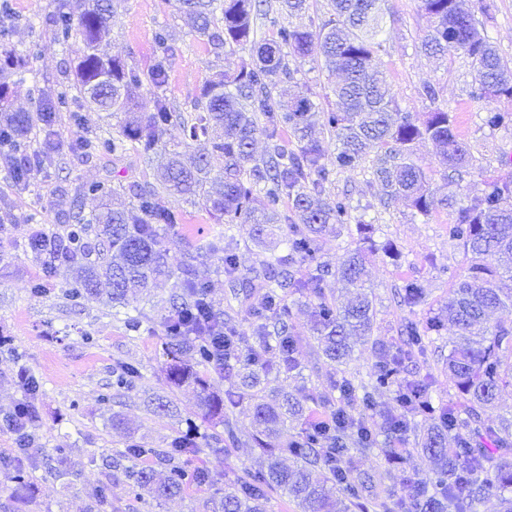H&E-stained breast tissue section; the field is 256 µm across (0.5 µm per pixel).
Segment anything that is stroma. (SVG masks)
<instances>
[{"label":"stroma","mask_w":512,"mask_h":512,"mask_svg":"<svg viewBox=\"0 0 512 512\" xmlns=\"http://www.w3.org/2000/svg\"><path fill=\"white\" fill-rule=\"evenodd\" d=\"M13 15L25 18L8 39L32 56L33 70L15 80V103L29 107L35 89L52 88L64 79V71L79 55L80 42L54 43L44 24L55 0H8ZM490 14H481L482 0H470L478 12L480 30L499 54L512 64V0H494ZM381 46L376 65L383 73L401 111L423 114L441 108L456 118L459 138L476 159V169L463 171L456 190L459 204L487 190L493 180L512 181V126L492 129L483 118L490 109L512 111V101L491 102L474 96L475 70L461 53L445 58L425 54L422 43L431 22L420 7V0H384ZM331 17L327 0H310L301 15H279L276 22H256L258 37L268 38L274 25L321 28ZM167 30L177 48L164 87L165 95L181 109H189L204 83L213 73L235 67L238 57L224 58L210 52L205 37L190 32L177 10L176 0H124L110 24L107 50L138 69L154 62V35ZM433 85L437 100L423 94L424 85ZM83 127H76L70 112L58 113L55 131L58 149L51 166L39 172L25 187L17 186L9 166L0 159V456L18 454L16 435L4 420L24 398L21 373L34 375L41 388L33 400L40 429L38 448L26 463L33 486V497L23 512H83L87 494L99 484H107L114 512H195L199 502L211 493L210 487L194 486L183 495L169 499L130 494L122 474L130 464L163 470L169 464L171 443L181 432V421L198 416V394L194 387H170L165 378L166 359L162 354L164 331L160 318L175 294L171 283L162 282L140 296L139 308L147 318L139 332L127 331L122 315L89 303L72 305L64 291L70 283L67 263H57L45 273L41 258L27 246L36 231L63 234L64 215L74 207L84 214L94 212L98 203L78 198L83 183L111 178L112 181L150 182L155 178V162L128 151L113 155L111 161L81 158L70 143L81 128L118 134L116 118L104 112H87ZM371 160L354 169L331 174L330 192L347 197L350 205L347 230L320 238L319 261L338 263L347 251L360 247L358 224L372 225L376 251L367 256V279L374 293L376 320L374 335L393 336L403 317L391 300L395 286L403 280H418L428 291V300L440 303L448 298L453 276L460 274L467 259L460 248L448 242L452 210L439 208L421 215L404 201L381 207V185L371 175ZM166 208L182 217L181 224L166 231L168 262L173 269L193 263L197 278L208 281L210 296L221 310L236 309L240 301L224 275V255L216 252L196 257L201 238L216 227L218 220L200 205L179 195L163 200ZM392 253H385L384 244ZM44 283L43 292H34V283ZM291 319L299 336L297 358L301 374L281 375L280 385L289 391L306 387L319 392L336 369L366 377L376 362L371 343L355 339L351 358L343 366L319 358L310 331L311 308L298 297H287ZM139 366L143 377L131 389L103 403L110 393L112 371L117 364ZM168 402L170 411L160 416L157 401ZM120 418L123 429L112 426ZM238 444L223 440L222 428L201 424L208 443L189 457L191 465L205 468L221 483L260 469L263 458L252 445L256 429L251 416L237 412ZM151 448L152 456L130 461L123 451L129 441ZM70 451L73 469L70 489H63L45 468L46 455L54 449Z\"/></svg>","instance_id":"stroma-1"}]
</instances>
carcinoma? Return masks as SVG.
<instances>
[{"mask_svg":"<svg viewBox=\"0 0 512 512\" xmlns=\"http://www.w3.org/2000/svg\"><path fill=\"white\" fill-rule=\"evenodd\" d=\"M121 0H88L74 15L69 0H56L46 18L52 38L59 44L75 39L83 46L78 63L55 96L41 99L33 110H13L8 103L11 74L32 71L30 54L7 43L0 44V146L13 163V175L26 184L51 160L54 147L28 152V136L41 125L50 128L56 113L68 108L74 97L84 99L89 112L121 113L120 135L85 132L72 144L81 156H110L135 150L146 157L157 154L168 127L181 129L185 151L163 153L154 183L113 186L108 180L82 185L80 195L105 201L104 210L92 218L81 212L68 216L67 248L74 266L67 291L77 303L104 301L126 309L124 324L132 331L142 326V312L131 305L129 288L148 289L163 277L174 280L179 303L161 318L165 335L168 383L193 385L199 394L202 418L224 428L226 439L237 440L233 410L246 405L258 428L255 447L267 459L266 470L246 474L224 483L203 500V512H267L268 493L288 496L300 512H476L487 497L499 499L500 512H512V419L504 418L496 428L482 424L484 408L493 405L498 393L512 388V183H493L490 190L458 207L448 225V241L469 257L466 272L448 289V300L438 311L421 318L415 308L427 304L428 293L416 279L405 280L395 289L399 306L408 309L400 336L393 344L373 335L376 312L371 294L365 291L366 251L350 250L336 265L317 262V237L334 224L348 220L349 204L331 198L326 184L330 170L325 163L327 148L315 136L326 129L334 141V165L354 168L370 153L377 154L373 175L383 186L379 198L387 208L404 199L421 215L438 207H452L456 193L438 195L415 159V147L430 142L447 173L475 167L467 145L455 132L453 116L441 108L415 117L395 105L391 89L374 65L380 47L383 17L379 0H329L332 18L318 30L282 26L277 38H256L255 21L270 15L268 0H181L197 34L217 55L248 52L233 69L219 71L206 81L191 106L190 115L177 111L160 90L165 85L174 58L171 35L156 33V57L151 68L141 71L123 60L100 52L112 14ZM433 21L423 48L431 54L462 52L477 72L480 98L512 100V67L480 33L466 0H420ZM321 57L322 68L341 76L332 92L334 107L324 110L310 94L302 92L282 99L279 87L296 79L302 61L312 53ZM153 94V111H138L140 91ZM484 123L492 129L512 123V113L492 109ZM266 140L265 153L257 158L254 145ZM169 193L188 196L226 224H252L259 240L274 235L284 224L280 243L285 252L238 275L239 258L224 246L226 231L219 227L207 236L198 253L224 251V274L251 296L255 318L251 333L239 330L235 318L215 308L209 286L189 268L176 273L168 264L162 226L179 223L165 208L161 197ZM291 201V213L280 210L282 198ZM96 224L97 239L111 260L105 264L84 263L91 244L84 241L87 225ZM496 257L497 264L485 262ZM316 264L315 272L307 270ZM335 277L355 289L345 307L337 306L327 292L328 278ZM296 295L313 303V338L329 361L344 364L351 354L350 337H373L377 360L368 380L341 375L332 378L329 390L310 393L302 388L291 393L276 385L280 373H301L296 358L294 325L284 298ZM503 317L484 326L489 313ZM457 336L451 340L445 369L455 390L456 401L435 402L432 379L410 373V367L426 359L428 350L441 338L445 323ZM194 359L189 364L182 355ZM276 353L273 367L267 354ZM224 380V393L211 391L210 375ZM116 389H128L142 377L138 366L122 363L114 370ZM389 390L396 407L380 413L375 394ZM320 402L330 407L338 421L313 425L304 405ZM28 422L23 445L36 442L38 420L31 401L25 400L18 414ZM433 421L417 432L415 418ZM299 421L292 440H280L288 419ZM185 428L173 448L194 454L206 436L195 419H184ZM401 441L414 433L415 450L426 454L434 465L433 480L421 484L407 475L409 448L386 445L376 448L375 430ZM384 461L377 475L357 472L356 459L373 450ZM48 459V473L58 479L71 475L68 449H55ZM11 482V497L28 503L31 481L24 459L0 460ZM125 477L137 491L160 499L180 495L190 485L210 481L200 467L188 470L171 464L163 472L132 467ZM86 512H112L108 487L101 484L87 494Z\"/></svg>","mask_w":512,"mask_h":512,"instance_id":"cac0c4a2","label":"carcinoma"}]
</instances>
